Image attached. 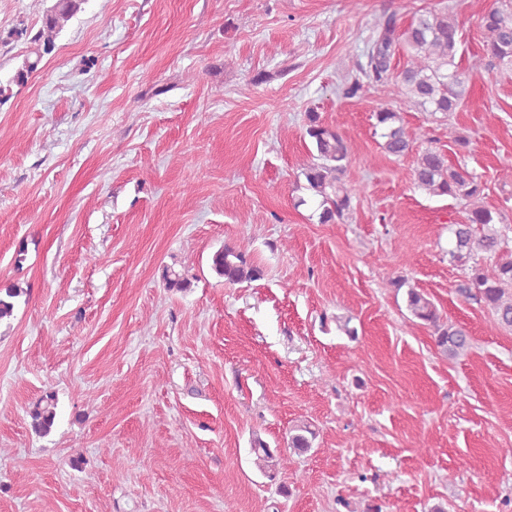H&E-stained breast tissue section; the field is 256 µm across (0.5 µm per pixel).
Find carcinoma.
<instances>
[{
  "label": "carcinoma",
  "instance_id": "obj_1",
  "mask_svg": "<svg viewBox=\"0 0 512 512\" xmlns=\"http://www.w3.org/2000/svg\"><path fill=\"white\" fill-rule=\"evenodd\" d=\"M87 0H53L46 7L41 29L30 38L31 49L11 83L21 86L34 73L42 58L55 47V38L67 23L83 9ZM480 26L485 40L483 51L461 68L464 52L460 51L459 24L447 12L424 11L413 17L402 31L397 30L392 16L375 23L374 36L367 51V67L362 77L354 78L343 89L354 96L365 86L386 85L394 80L400 85L402 105L420 112L448 115L465 104L468 82L473 76L494 70H512V0H494L481 13ZM402 51L407 61L398 73L392 62ZM374 130L382 139L380 147L394 157L412 150V140L404 127L401 113L382 108L374 113ZM305 133L312 146V161L302 169L305 189L317 204L321 224H333L353 209L357 198L354 188L344 180L350 158L347 139L325 124L316 112L307 113ZM416 185L435 196H448L467 204L465 216L448 225L449 260L464 272L456 292L465 301L475 302L488 310L494 323L512 329V249L508 248L496 225L503 223L500 214L482 204L485 187L482 181L462 167L448 164L446 155L426 149L418 155L414 169ZM492 264L486 270L482 261ZM212 271L228 284L255 281L263 276L262 268L247 257L236 244H226L210 258ZM164 287L183 291L189 280L170 267L163 270ZM27 290L15 284L0 288V321L11 318L19 299ZM410 315L430 327L436 346L450 359L471 347L468 330L442 319L434 302L423 292L410 288L406 293ZM57 396L47 390L29 407L31 427L39 435L51 432L57 417ZM316 432L308 423H300L290 431L288 447L298 455L313 448ZM255 464L270 480L279 474L278 456L260 439L251 448Z\"/></svg>",
  "mask_w": 512,
  "mask_h": 512
}]
</instances>
